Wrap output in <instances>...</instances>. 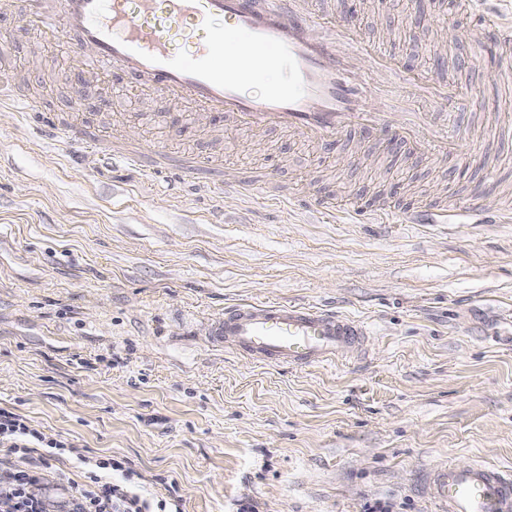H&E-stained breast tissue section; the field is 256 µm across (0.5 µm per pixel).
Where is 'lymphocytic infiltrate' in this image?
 <instances>
[{
  "mask_svg": "<svg viewBox=\"0 0 512 512\" xmlns=\"http://www.w3.org/2000/svg\"><path fill=\"white\" fill-rule=\"evenodd\" d=\"M0 447L21 459L10 480L0 483V512H46L37 488L55 480L67 490L66 512H183L177 492L155 498L139 485L133 469L113 458H91L62 440L47 439L22 415L0 407ZM77 459L83 468L82 480L68 479L59 468L63 457ZM115 478H107V471Z\"/></svg>",
  "mask_w": 512,
  "mask_h": 512,
  "instance_id": "f902f5d3",
  "label": "lymphocytic infiltrate"
}]
</instances>
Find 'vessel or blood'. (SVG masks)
<instances>
[{
  "instance_id": "1",
  "label": "vessel or blood",
  "mask_w": 512,
  "mask_h": 512,
  "mask_svg": "<svg viewBox=\"0 0 512 512\" xmlns=\"http://www.w3.org/2000/svg\"><path fill=\"white\" fill-rule=\"evenodd\" d=\"M260 8L255 0H0V17L14 31L36 33L75 55L85 44L97 57L81 60L97 83L137 99L161 95L187 107L192 118L227 116L238 129L278 128L330 146L356 126L381 128L383 113L366 110L348 76L351 55L375 47L353 22L331 23V38L314 40L315 0H287ZM238 34L239 52L226 53L224 32ZM485 41L512 46V19L482 11ZM262 57L278 80L250 93L251 62ZM81 149L101 160L161 164V156L110 149L105 137L86 134ZM214 334L225 346L272 366L331 364L364 334L357 320L313 306L243 302L227 307ZM435 495L445 512H512V476L476 462L444 470Z\"/></svg>"
}]
</instances>
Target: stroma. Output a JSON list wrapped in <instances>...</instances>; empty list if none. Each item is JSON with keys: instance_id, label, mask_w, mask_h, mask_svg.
<instances>
[{"instance_id": "stroma-1", "label": "stroma", "mask_w": 512, "mask_h": 512, "mask_svg": "<svg viewBox=\"0 0 512 512\" xmlns=\"http://www.w3.org/2000/svg\"><path fill=\"white\" fill-rule=\"evenodd\" d=\"M419 8L417 26L403 0L316 3L459 90L430 108L459 156L392 152L367 127L329 152L278 129L216 139L161 98L100 112L64 56L9 44L10 78L39 107L0 122V406L123 461L147 492L174 481L185 512H442L430 489L448 465L512 471V222L497 219L512 212V48L484 47L463 0ZM78 111L115 149L224 167L175 183L43 139L45 120ZM158 112L183 120L146 121ZM230 175L262 185L228 193ZM475 198L483 211L459 215ZM411 208L456 221L403 223ZM243 301L344 314L366 334L336 363L269 367L213 339Z\"/></svg>"}]
</instances>
